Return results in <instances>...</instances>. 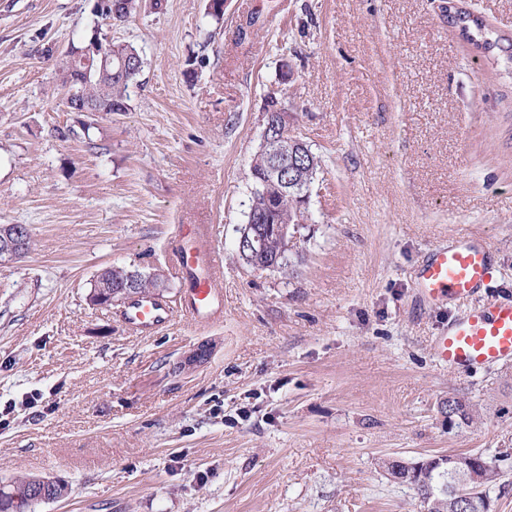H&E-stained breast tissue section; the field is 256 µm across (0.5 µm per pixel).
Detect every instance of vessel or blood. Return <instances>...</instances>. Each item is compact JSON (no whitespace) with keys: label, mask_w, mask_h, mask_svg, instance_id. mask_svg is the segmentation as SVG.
<instances>
[{"label":"vessel or blood","mask_w":512,"mask_h":512,"mask_svg":"<svg viewBox=\"0 0 512 512\" xmlns=\"http://www.w3.org/2000/svg\"><path fill=\"white\" fill-rule=\"evenodd\" d=\"M181 233L171 247L175 269L185 285L181 301L176 306L155 296L125 301L119 319L133 333L154 334L178 316L200 327L224 317L222 252L203 225L185 226ZM492 253L488 241L462 235L430 250L416 270L421 300L465 307L434 340L439 362L462 373L512 364V299L500 301L483 293L493 278Z\"/></svg>","instance_id":"vessel-or-blood-1"}]
</instances>
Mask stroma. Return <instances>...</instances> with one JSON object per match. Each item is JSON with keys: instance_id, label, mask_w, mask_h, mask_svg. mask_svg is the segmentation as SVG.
<instances>
[{"instance_id": "35a3bbf8", "label": "stroma", "mask_w": 512, "mask_h": 512, "mask_svg": "<svg viewBox=\"0 0 512 512\" xmlns=\"http://www.w3.org/2000/svg\"><path fill=\"white\" fill-rule=\"evenodd\" d=\"M0 0V481L67 487L35 512H423L382 460L479 451L512 512V365L459 373L419 302L421 257L495 245L512 298V0ZM144 58L128 109L67 107L58 63L93 32ZM320 160L289 272L237 253L269 96ZM202 224L224 255V320L139 336L91 305L106 267L184 285L167 241ZM210 358L180 369L200 343ZM465 398L472 423L449 421ZM126 3V12L124 9L125 3L122 0H104L99 2L100 11L109 22H118L136 13L140 8V0H124ZM29 227L25 224H1L0 225V254L10 257L21 254L29 244ZM28 240V242H27Z\"/></svg>"}]
</instances>
